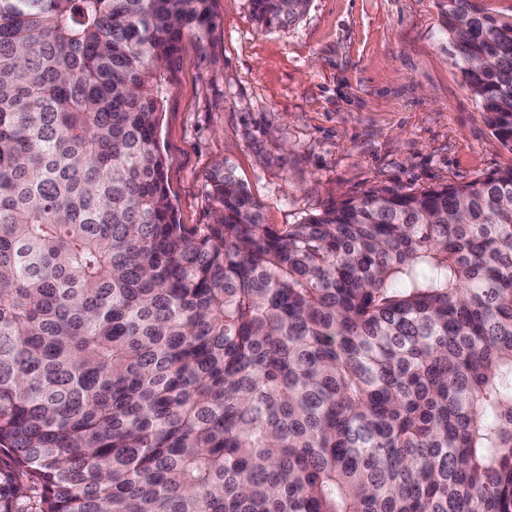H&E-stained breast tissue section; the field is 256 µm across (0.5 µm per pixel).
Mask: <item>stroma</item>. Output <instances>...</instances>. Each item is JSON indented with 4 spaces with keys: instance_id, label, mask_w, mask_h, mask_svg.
<instances>
[{
    "instance_id": "obj_1",
    "label": "stroma",
    "mask_w": 512,
    "mask_h": 512,
    "mask_svg": "<svg viewBox=\"0 0 512 512\" xmlns=\"http://www.w3.org/2000/svg\"><path fill=\"white\" fill-rule=\"evenodd\" d=\"M215 11L210 43L184 38L161 68L158 138L180 223H208L203 175L218 160L278 227L373 188L462 185L512 167L441 0H310L301 20L271 30L251 0ZM36 501L0 451V512Z\"/></svg>"
}]
</instances>
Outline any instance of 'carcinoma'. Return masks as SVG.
Here are the masks:
<instances>
[{"label": "carcinoma", "mask_w": 512, "mask_h": 512, "mask_svg": "<svg viewBox=\"0 0 512 512\" xmlns=\"http://www.w3.org/2000/svg\"><path fill=\"white\" fill-rule=\"evenodd\" d=\"M214 2L0 0V450L38 512H512V167L277 228L220 161L178 223L161 66ZM441 5L512 148V20Z\"/></svg>", "instance_id": "obj_1"}]
</instances>
